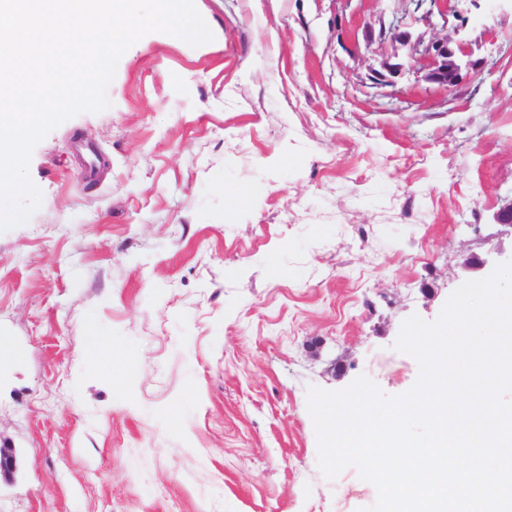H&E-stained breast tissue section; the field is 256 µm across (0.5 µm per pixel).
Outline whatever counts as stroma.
Returning a JSON list of instances; mask_svg holds the SVG:
<instances>
[{"mask_svg":"<svg viewBox=\"0 0 512 512\" xmlns=\"http://www.w3.org/2000/svg\"><path fill=\"white\" fill-rule=\"evenodd\" d=\"M195 5L213 40L128 49L0 231V512H363L308 388L407 392L404 320L512 261V6L437 0L406 45L407 0ZM446 38L448 87L412 50ZM103 338L141 360L125 385Z\"/></svg>","mask_w":512,"mask_h":512,"instance_id":"obj_1","label":"stroma"}]
</instances>
